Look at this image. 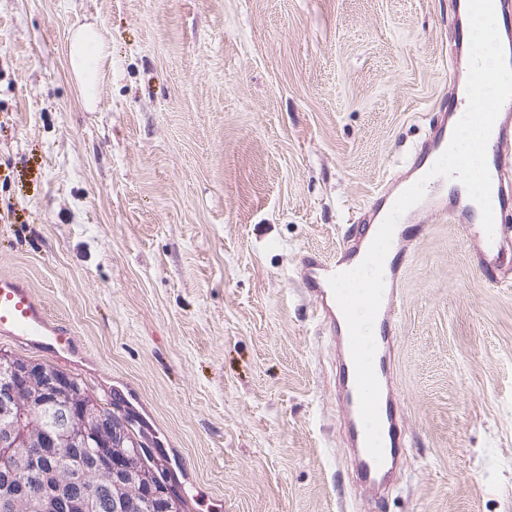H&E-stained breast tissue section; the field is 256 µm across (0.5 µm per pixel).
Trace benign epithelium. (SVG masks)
I'll list each match as a JSON object with an SVG mask.
<instances>
[{
    "label": "benign epithelium",
    "instance_id": "1",
    "mask_svg": "<svg viewBox=\"0 0 512 512\" xmlns=\"http://www.w3.org/2000/svg\"><path fill=\"white\" fill-rule=\"evenodd\" d=\"M157 466L73 377L0 354V512H180Z\"/></svg>",
    "mask_w": 512,
    "mask_h": 512
}]
</instances>
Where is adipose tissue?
I'll list each match as a JSON object with an SVG mask.
<instances>
[{"mask_svg": "<svg viewBox=\"0 0 512 512\" xmlns=\"http://www.w3.org/2000/svg\"><path fill=\"white\" fill-rule=\"evenodd\" d=\"M67 56L79 97L86 107H94L99 78L111 56L96 25L83 24L71 31Z\"/></svg>", "mask_w": 512, "mask_h": 512, "instance_id": "ef3b65f1", "label": "adipose tissue"}]
</instances>
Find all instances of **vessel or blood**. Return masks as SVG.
<instances>
[{
	"label": "vessel or blood",
	"instance_id": "vessel-or-blood-1",
	"mask_svg": "<svg viewBox=\"0 0 512 512\" xmlns=\"http://www.w3.org/2000/svg\"><path fill=\"white\" fill-rule=\"evenodd\" d=\"M498 6L502 21L498 23L497 29L502 43L506 46V58L512 63V0H498ZM456 117L457 114L453 111L436 116L432 136L422 145L413 164L401 177L390 178L374 194L371 210L363 214L360 224L353 227L343 240L333 260H324L311 253L303 256L297 265L300 279L318 302L320 318L329 325L334 334L344 413L346 420L352 425L348 445L353 451L360 480L372 489L388 484L393 478L400 446L399 422L392 409L394 388L387 374L386 364L394 347L399 322L400 296L397 285L404 269L403 240L392 239L385 257V278L390 281L391 286L383 293L375 319L377 333L373 366L380 385L379 417L383 448V460L379 463L368 453L364 428L357 422L359 397L349 337L336 315L338 304L328 279L336 273L357 267L364 260L378 229L398 196L421 177H426L447 148ZM511 143L512 101L502 107L488 141L489 148L495 153L490 175L492 207L497 212L512 206V181L504 177L505 168L512 165V156L505 153L504 148ZM447 193V179H429L425 195L418 204L419 209L438 214L458 224L464 234L474 242L482 267L493 280H500L505 272L512 270V227L498 223L494 226L493 235H486L481 222L473 217L475 208L469 198L457 196L454 207L450 208L440 203L441 197ZM0 335L39 348L58 358L77 353L69 328L50 319L33 291L19 278L7 274H0Z\"/></svg>",
	"mask_w": 512,
	"mask_h": 512
}]
</instances>
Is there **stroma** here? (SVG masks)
<instances>
[{"label": "stroma", "mask_w": 512, "mask_h": 512, "mask_svg": "<svg viewBox=\"0 0 512 512\" xmlns=\"http://www.w3.org/2000/svg\"><path fill=\"white\" fill-rule=\"evenodd\" d=\"M455 0H0V273L188 512H512V281L412 225L391 358L405 454L364 495L296 273L448 102ZM112 50L95 111L75 24Z\"/></svg>", "instance_id": "1"}]
</instances>
